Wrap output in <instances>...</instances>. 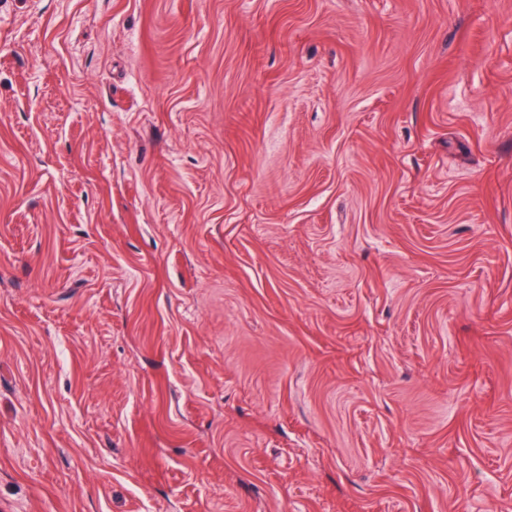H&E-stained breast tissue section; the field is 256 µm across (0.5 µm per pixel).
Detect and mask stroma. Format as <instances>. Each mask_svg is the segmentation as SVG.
Here are the masks:
<instances>
[{
  "label": "stroma",
  "mask_w": 512,
  "mask_h": 512,
  "mask_svg": "<svg viewBox=\"0 0 512 512\" xmlns=\"http://www.w3.org/2000/svg\"><path fill=\"white\" fill-rule=\"evenodd\" d=\"M0 512H512V0H0Z\"/></svg>",
  "instance_id": "stroma-1"
}]
</instances>
